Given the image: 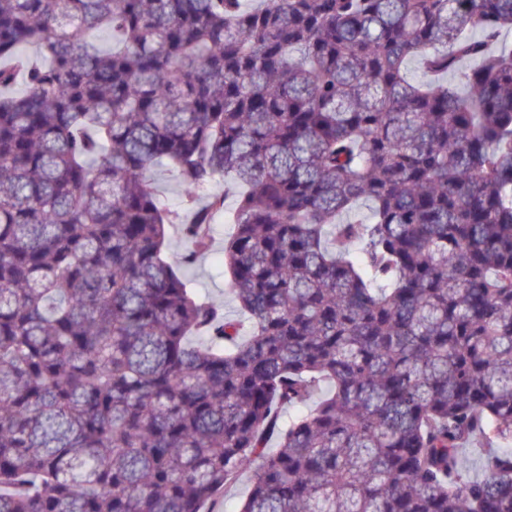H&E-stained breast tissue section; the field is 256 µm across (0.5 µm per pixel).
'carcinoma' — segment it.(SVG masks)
<instances>
[{"label": "carcinoma", "instance_id": "carcinoma-1", "mask_svg": "<svg viewBox=\"0 0 512 512\" xmlns=\"http://www.w3.org/2000/svg\"><path fill=\"white\" fill-rule=\"evenodd\" d=\"M508 28L512 0H0V512H209L248 466L241 512H512ZM224 177L241 318L187 276ZM154 177L163 203L170 208H179L181 206L180 189L173 173L167 167L159 166L154 171ZM479 443L474 442L463 448L461 451L462 467L460 469L461 478L467 480L481 474V463L483 462L484 449L480 448Z\"/></svg>", "mask_w": 512, "mask_h": 512}]
</instances>
